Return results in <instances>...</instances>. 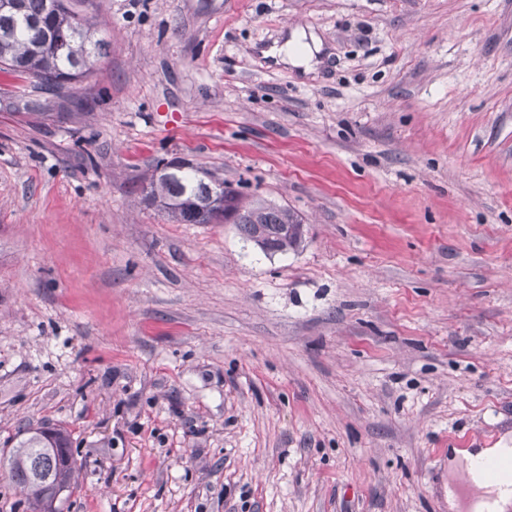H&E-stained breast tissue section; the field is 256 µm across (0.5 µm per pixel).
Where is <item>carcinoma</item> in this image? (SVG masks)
Listing matches in <instances>:
<instances>
[{"label": "carcinoma", "mask_w": 512, "mask_h": 512, "mask_svg": "<svg viewBox=\"0 0 512 512\" xmlns=\"http://www.w3.org/2000/svg\"><path fill=\"white\" fill-rule=\"evenodd\" d=\"M84 2L0 3V67L30 76L39 85L57 91L93 75L106 42L97 37L95 18L78 8ZM223 185L224 179L205 168L191 166L182 171L158 165L134 191L179 224H210L213 211H200L198 204ZM229 218L247 239L262 243L267 254L295 251L303 242L301 220L293 211L247 202L230 189L224 195V219ZM75 470L68 431L41 427L11 451L4 476L32 504L43 505V512H56V500L73 488Z\"/></svg>", "instance_id": "1"}]
</instances>
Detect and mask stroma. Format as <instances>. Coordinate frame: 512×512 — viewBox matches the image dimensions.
Listing matches in <instances>:
<instances>
[{
	"label": "stroma",
	"instance_id": "35a3bbf8",
	"mask_svg": "<svg viewBox=\"0 0 512 512\" xmlns=\"http://www.w3.org/2000/svg\"><path fill=\"white\" fill-rule=\"evenodd\" d=\"M85 9L93 77L0 72V460L66 428L57 512H449L454 448L512 446V0ZM178 162L301 247L134 193ZM321 50L322 41L313 31L299 29L294 30L290 38H286L278 48L277 56L282 62L309 73L317 64V62L313 63L314 54Z\"/></svg>",
	"mask_w": 512,
	"mask_h": 512
}]
</instances>
